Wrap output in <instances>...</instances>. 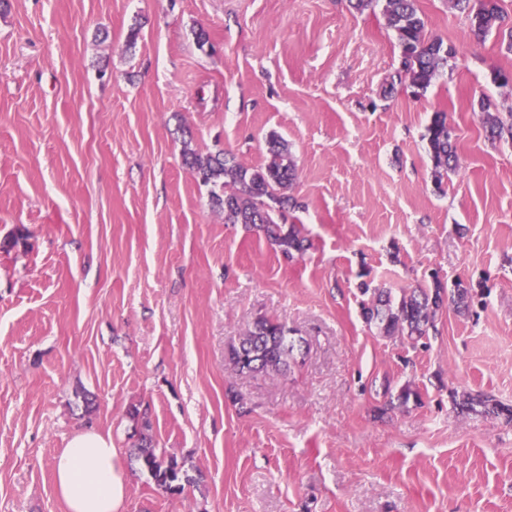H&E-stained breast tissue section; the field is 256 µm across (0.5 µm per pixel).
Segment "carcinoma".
Here are the masks:
<instances>
[{
	"label": "carcinoma",
	"mask_w": 512,
	"mask_h": 512,
	"mask_svg": "<svg viewBox=\"0 0 512 512\" xmlns=\"http://www.w3.org/2000/svg\"><path fill=\"white\" fill-rule=\"evenodd\" d=\"M454 6L466 13L473 36L481 40L493 30L502 28L505 21L499 0H453ZM383 16L387 27L395 34L401 50L399 67L391 76L389 86L404 83L416 90L426 91L439 69L455 56L453 46L440 38L425 34V21L419 13L417 0H383ZM484 110V130L492 141L512 137V123L505 124L499 116ZM427 139L435 167L436 181L444 173L458 168L456 138L444 112H436L427 127ZM263 164L249 167L223 152L202 154L183 141L182 164L200 181L211 186L210 201L224 212V223L242 224L262 233L269 245L286 260H292L307 249V239L297 224L286 223L284 212L302 208L297 199L287 194L296 177V167L288 144L272 133L267 140ZM373 297L362 308L368 324L374 325L386 337L401 336L415 346L429 335L438 311L452 305L459 311L469 309L473 288L459 280L447 291L437 275L432 286L416 285L394 293L390 288L374 289ZM297 350L296 341L288 328L275 320L259 317L230 348V360L240 375L285 372ZM452 403L461 414L481 413L504 418L512 423V406L484 392H451ZM420 401L418 390L402 386L394 403ZM134 459L139 469L148 474L156 487L169 494H179L190 478L176 461L166 460L155 451L153 439L141 434L134 445Z\"/></svg>",
	"instance_id": "cac0c4a2"
}]
</instances>
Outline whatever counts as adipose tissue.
Listing matches in <instances>:
<instances>
[{"label":"adipose tissue","mask_w":512,"mask_h":512,"mask_svg":"<svg viewBox=\"0 0 512 512\" xmlns=\"http://www.w3.org/2000/svg\"><path fill=\"white\" fill-rule=\"evenodd\" d=\"M53 480L67 512H120L123 506L125 474L111 436L77 432L56 458Z\"/></svg>","instance_id":"1"}]
</instances>
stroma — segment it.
Here are the masks:
<instances>
[{
	"label": "stroma",
	"instance_id": "obj_1",
	"mask_svg": "<svg viewBox=\"0 0 512 512\" xmlns=\"http://www.w3.org/2000/svg\"><path fill=\"white\" fill-rule=\"evenodd\" d=\"M456 49L426 92L390 86L381 5L348 0H0V512H66L58 453L111 433L122 512H512V0L476 39L451 0H418ZM136 42H129L131 29ZM204 29L209 44L194 33ZM459 171L434 179V113ZM191 145L257 166L288 143L307 251L284 260L228 224L181 162ZM470 282L426 345L365 322L361 284ZM301 349L241 375L228 348L258 317ZM420 403L379 413L383 386ZM97 406L84 409V394ZM191 476L158 490L130 453L131 406ZM489 108V104H483L482 106V109L485 110L483 123L486 137L494 141L501 139L505 134H508L512 138V123L505 125L498 115L488 112ZM452 403L461 414L481 413L503 417L507 424L512 423V406L506 405L494 395L484 392L464 393L459 395L451 392Z\"/></svg>",
	"mask_w": 512,
	"mask_h": 512
}]
</instances>
